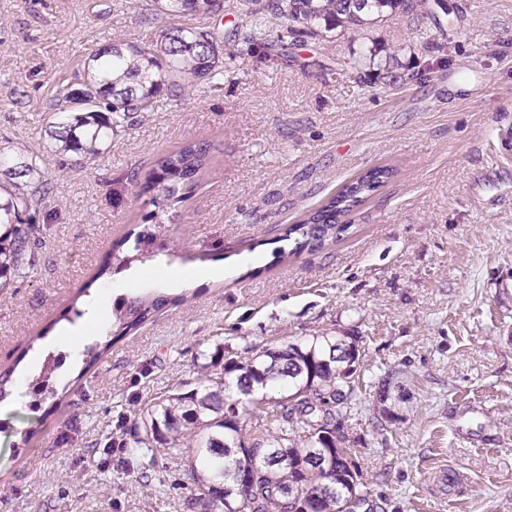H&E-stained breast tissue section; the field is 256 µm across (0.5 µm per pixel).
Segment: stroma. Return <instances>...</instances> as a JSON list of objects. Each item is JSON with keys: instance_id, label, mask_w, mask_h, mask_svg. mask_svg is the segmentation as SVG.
<instances>
[{"instance_id": "stroma-1", "label": "stroma", "mask_w": 512, "mask_h": 512, "mask_svg": "<svg viewBox=\"0 0 512 512\" xmlns=\"http://www.w3.org/2000/svg\"><path fill=\"white\" fill-rule=\"evenodd\" d=\"M264 2L165 16L153 0H0V155L32 157L47 185L32 263L0 291V371L46 357L61 325L93 314L111 334V307H92L111 278L96 271L151 209L139 183L175 146L210 148L165 255L127 270L139 292L182 303L92 368L66 360L37 407L0 402V512H183L194 449L136 447L145 472H127L104 453L118 418L204 383L206 363L324 333L360 339L341 428L360 512H512V0L417 6L297 48L281 18L269 59L242 57L230 33ZM172 27L214 37L223 79L163 93L78 164L49 135L67 119L59 98L112 40ZM380 164L397 173L347 237L276 258L285 225ZM205 266L220 277L159 280ZM385 381L396 422L377 409Z\"/></svg>"}]
</instances>
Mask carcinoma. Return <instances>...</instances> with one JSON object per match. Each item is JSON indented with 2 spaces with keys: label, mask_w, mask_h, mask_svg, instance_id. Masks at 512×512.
Segmentation results:
<instances>
[{
  "label": "carcinoma",
  "mask_w": 512,
  "mask_h": 512,
  "mask_svg": "<svg viewBox=\"0 0 512 512\" xmlns=\"http://www.w3.org/2000/svg\"><path fill=\"white\" fill-rule=\"evenodd\" d=\"M162 15L208 14L216 0H154ZM414 0H266L263 11L250 15L243 35L244 54L264 50L275 39L269 18H285L293 38L315 37L332 31L380 22L396 10L414 8ZM224 75L218 50L209 34L193 27L168 30L157 43L115 39L87 61L82 88L60 100V111L73 113L51 137L64 150L83 158L99 153L135 114L155 110L162 91H181ZM207 147L184 143L161 156L140 192L151 194L154 210L144 216L148 227L116 241L112 249L130 245V254L116 267L105 261L96 276L109 269L120 272L146 258L144 245L168 231L178 218L175 206L192 192L205 165ZM397 169L377 166L343 184L324 205L289 224L281 240H294L289 255L318 251L346 237V220ZM42 185L23 182L0 193V289L30 263L27 213L41 204ZM182 296L163 292L135 296L115 307L112 337L127 335ZM110 342L84 347V365L92 366ZM360 349L334 336H315L301 344L266 351L244 363L230 361L224 373L237 379V391L248 397V408L260 416L263 428L254 437L238 424L242 401L226 394V382L205 390L193 389L158 397L131 428L135 443L152 442L196 449L200 464L212 476H196L197 491L184 500L186 512H356L367 502L360 472L343 447L342 419L355 405V375ZM55 367L46 366L29 384L30 394H55ZM288 379V392L268 395L269 385ZM254 474L253 485L239 487L237 473Z\"/></svg>",
  "instance_id": "1"
}]
</instances>
